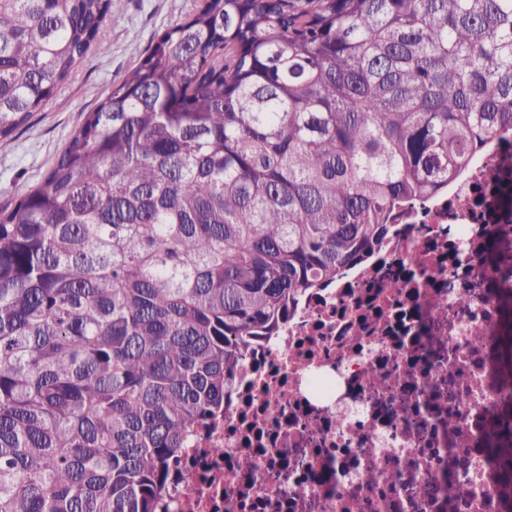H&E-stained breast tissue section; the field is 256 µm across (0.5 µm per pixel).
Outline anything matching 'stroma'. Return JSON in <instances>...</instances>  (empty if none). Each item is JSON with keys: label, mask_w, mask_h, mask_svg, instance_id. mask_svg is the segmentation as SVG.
<instances>
[{"label": "stroma", "mask_w": 512, "mask_h": 512, "mask_svg": "<svg viewBox=\"0 0 512 512\" xmlns=\"http://www.w3.org/2000/svg\"><path fill=\"white\" fill-rule=\"evenodd\" d=\"M198 0H115L117 19L107 21L70 79L28 124L10 149L0 151V209H12L39 181L112 83L142 59L165 30L184 21Z\"/></svg>", "instance_id": "1"}]
</instances>
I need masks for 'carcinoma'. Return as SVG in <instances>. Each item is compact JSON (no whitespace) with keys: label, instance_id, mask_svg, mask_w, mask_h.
I'll use <instances>...</instances> for the list:
<instances>
[{"label":"carcinoma","instance_id":"carcinoma-1","mask_svg":"<svg viewBox=\"0 0 512 512\" xmlns=\"http://www.w3.org/2000/svg\"><path fill=\"white\" fill-rule=\"evenodd\" d=\"M112 2L0 0V150ZM506 129L512 0L199 3L0 213V512H157L245 349Z\"/></svg>","mask_w":512,"mask_h":512}]
</instances>
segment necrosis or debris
<instances>
[{"mask_svg": "<svg viewBox=\"0 0 512 512\" xmlns=\"http://www.w3.org/2000/svg\"><path fill=\"white\" fill-rule=\"evenodd\" d=\"M509 142L490 139L447 193L247 350L223 411L172 461L159 512H507L483 448L490 418L512 417L499 343Z\"/></svg>", "mask_w": 512, "mask_h": 512, "instance_id": "1", "label": "necrosis or debris"}]
</instances>
